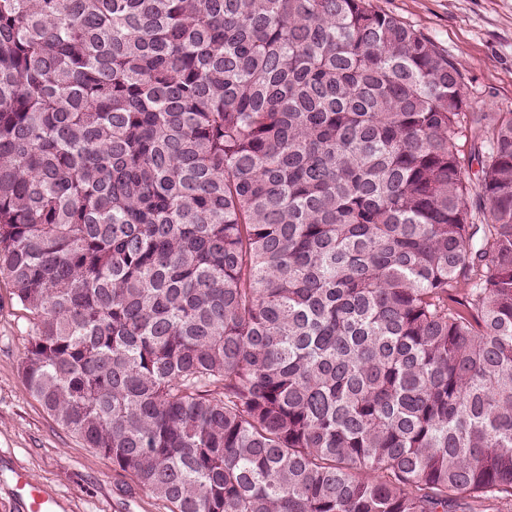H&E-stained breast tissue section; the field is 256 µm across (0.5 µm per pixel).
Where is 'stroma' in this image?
I'll use <instances>...</instances> for the list:
<instances>
[{
  "label": "stroma",
  "instance_id": "35a3bbf8",
  "mask_svg": "<svg viewBox=\"0 0 512 512\" xmlns=\"http://www.w3.org/2000/svg\"><path fill=\"white\" fill-rule=\"evenodd\" d=\"M373 2L429 36L458 64L475 110H512V0ZM32 334L29 314L0 280V512H23L19 471L52 491L60 512H168L30 396L19 362Z\"/></svg>",
  "mask_w": 512,
  "mask_h": 512
}]
</instances>
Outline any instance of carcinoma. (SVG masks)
<instances>
[{"instance_id": "carcinoma-1", "label": "carcinoma", "mask_w": 512, "mask_h": 512, "mask_svg": "<svg viewBox=\"0 0 512 512\" xmlns=\"http://www.w3.org/2000/svg\"><path fill=\"white\" fill-rule=\"evenodd\" d=\"M0 279L169 512L512 501V111L370 0H0Z\"/></svg>"}]
</instances>
